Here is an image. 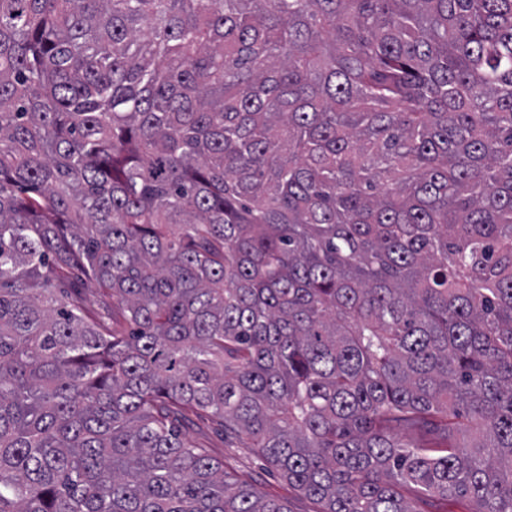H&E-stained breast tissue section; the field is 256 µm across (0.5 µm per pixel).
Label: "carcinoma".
Returning <instances> with one entry per match:
<instances>
[{
	"mask_svg": "<svg viewBox=\"0 0 512 512\" xmlns=\"http://www.w3.org/2000/svg\"><path fill=\"white\" fill-rule=\"evenodd\" d=\"M201 415L512 512V0H0V512H290ZM193 419L194 423L184 430L187 439L204 447L214 459L224 461V468L229 472L254 486L264 496L287 501L292 512L319 510V505L313 500L288 487L253 448H240L238 440L224 438L220 427L204 419Z\"/></svg>",
	"mask_w": 512,
	"mask_h": 512,
	"instance_id": "carcinoma-1",
	"label": "carcinoma"
}]
</instances>
